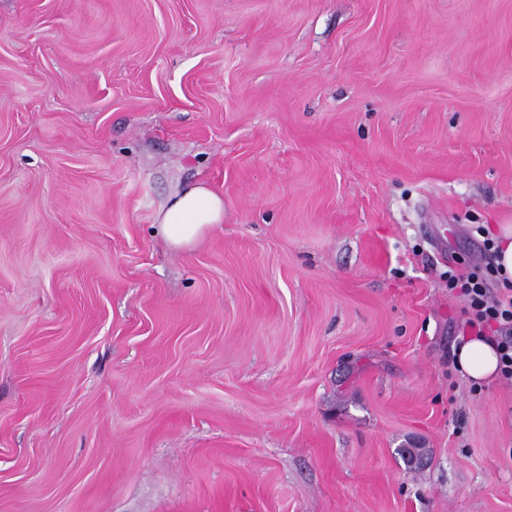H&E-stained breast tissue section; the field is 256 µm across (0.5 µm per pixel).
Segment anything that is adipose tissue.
Masks as SVG:
<instances>
[{"label":"adipose tissue","mask_w":512,"mask_h":512,"mask_svg":"<svg viewBox=\"0 0 512 512\" xmlns=\"http://www.w3.org/2000/svg\"><path fill=\"white\" fill-rule=\"evenodd\" d=\"M224 222V199L207 185L194 183L173 192L155 217L157 231L172 248L192 249ZM456 365L470 380L496 376L495 344L483 336L465 338L456 350Z\"/></svg>","instance_id":"ef3b65f1"}]
</instances>
